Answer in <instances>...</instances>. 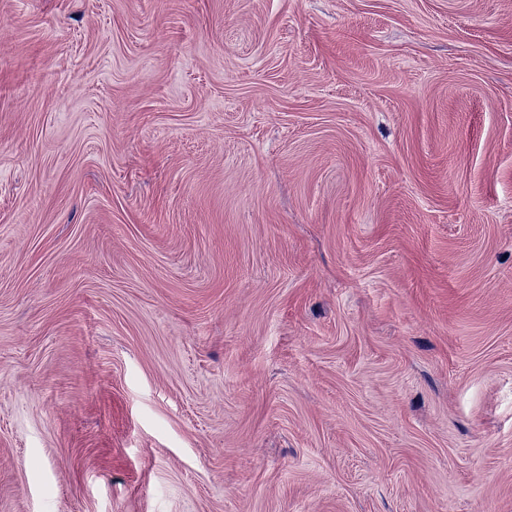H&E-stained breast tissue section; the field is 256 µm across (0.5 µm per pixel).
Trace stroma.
Masks as SVG:
<instances>
[{
  "instance_id": "1",
  "label": "stroma",
  "mask_w": 512,
  "mask_h": 512,
  "mask_svg": "<svg viewBox=\"0 0 512 512\" xmlns=\"http://www.w3.org/2000/svg\"><path fill=\"white\" fill-rule=\"evenodd\" d=\"M0 512H512V0H0Z\"/></svg>"
}]
</instances>
